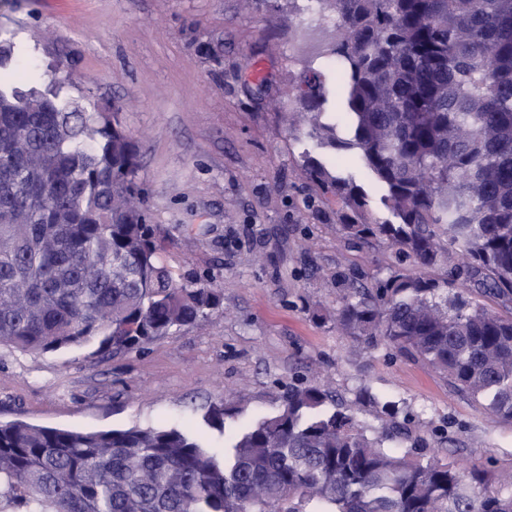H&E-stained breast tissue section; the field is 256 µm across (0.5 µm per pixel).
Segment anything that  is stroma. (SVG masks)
Masks as SVG:
<instances>
[{
  "mask_svg": "<svg viewBox=\"0 0 512 512\" xmlns=\"http://www.w3.org/2000/svg\"><path fill=\"white\" fill-rule=\"evenodd\" d=\"M299 0H0V29L61 65L85 111L109 106L138 147L139 203L175 277L212 281L224 303L144 349L31 353L0 344V421L81 431L195 427L241 398L242 427L288 385L315 382L344 404L368 391L409 415L426 449L512 470V424L494 422L423 363L371 352L332 318L336 281L368 286L387 244H348L342 204L308 182L286 122L288 86L333 35L295 26ZM266 76L252 77L255 65Z\"/></svg>",
  "mask_w": 512,
  "mask_h": 512,
  "instance_id": "stroma-1",
  "label": "stroma"
}]
</instances>
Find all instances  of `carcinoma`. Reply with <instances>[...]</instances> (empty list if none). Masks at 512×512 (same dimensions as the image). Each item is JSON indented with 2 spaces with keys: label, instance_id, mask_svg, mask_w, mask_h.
<instances>
[{
  "label": "carcinoma",
  "instance_id": "carcinoma-1",
  "mask_svg": "<svg viewBox=\"0 0 512 512\" xmlns=\"http://www.w3.org/2000/svg\"><path fill=\"white\" fill-rule=\"evenodd\" d=\"M335 13L309 60L300 117L320 149L352 152L390 218L363 222L364 188L309 151L308 178L342 201L338 231L383 238L419 271L342 289L336 328L421 361L453 392L512 423V0H312ZM339 81L344 131L327 112ZM60 67L0 36V344L117 354L194 324L223 293L181 282L141 193L119 112H83ZM462 262L440 282L431 271ZM239 400L203 429L76 431L0 423V512H512V474L424 459L391 405L386 435L319 384L228 431ZM224 437L218 451L211 438ZM413 441L409 448L388 441Z\"/></svg>",
  "mask_w": 512,
  "mask_h": 512
}]
</instances>
